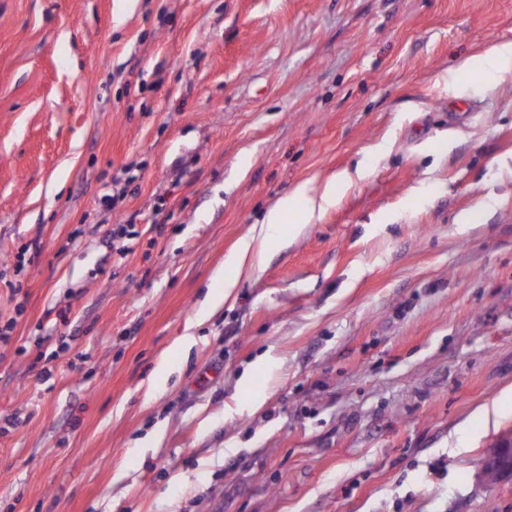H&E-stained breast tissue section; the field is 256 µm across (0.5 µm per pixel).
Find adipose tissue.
<instances>
[{
	"instance_id": "1",
	"label": "adipose tissue",
	"mask_w": 512,
	"mask_h": 512,
	"mask_svg": "<svg viewBox=\"0 0 512 512\" xmlns=\"http://www.w3.org/2000/svg\"><path fill=\"white\" fill-rule=\"evenodd\" d=\"M335 185H328L321 193H313L312 189L301 186L291 195L284 197L263 219L257 233L245 238L235 255L228 263L234 269L233 276L224 280V291L220 294H209L204 308L205 313L214 312L227 302L238 284L237 273L242 272L245 265H261L267 251L276 243L280 226L290 210L296 204H303L307 219H315L324 208L334 200Z\"/></svg>"
}]
</instances>
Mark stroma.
Masks as SVG:
<instances>
[{"mask_svg":"<svg viewBox=\"0 0 512 512\" xmlns=\"http://www.w3.org/2000/svg\"><path fill=\"white\" fill-rule=\"evenodd\" d=\"M506 42L512 0H0V512H512V62L460 66ZM335 191L336 183L328 185L320 194H314L312 189L301 186L269 210L257 233L254 229L253 233L241 242L236 254L227 260L236 275L224 277V292L222 294L213 292L208 294L203 315L211 314L231 298L238 284L239 275L247 263L252 266L262 264L267 251L277 242L278 232L285 216L298 202L303 203L306 220L310 222L334 201Z\"/></svg>","mask_w":512,"mask_h":512,"instance_id":"obj_1","label":"stroma"}]
</instances>
